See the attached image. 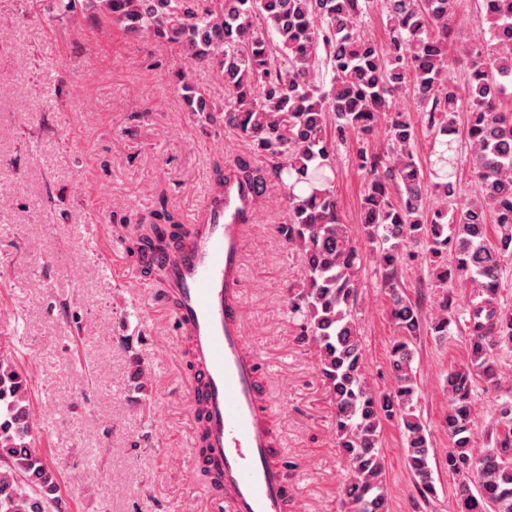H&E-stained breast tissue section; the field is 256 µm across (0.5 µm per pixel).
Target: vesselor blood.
I'll return each mask as SVG.
<instances>
[{
    "label": "vessel or blood",
    "mask_w": 512,
    "mask_h": 512,
    "mask_svg": "<svg viewBox=\"0 0 512 512\" xmlns=\"http://www.w3.org/2000/svg\"><path fill=\"white\" fill-rule=\"evenodd\" d=\"M253 211L248 186L208 182L182 250L155 260L166 268L164 293L195 365L188 408L203 423L195 462L212 473V499L230 502L234 512H288L287 475L243 345L241 255Z\"/></svg>",
    "instance_id": "obj_1"
}]
</instances>
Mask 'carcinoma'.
I'll list each match as a JSON object with an SVG mask.
<instances>
[{
	"mask_svg": "<svg viewBox=\"0 0 512 512\" xmlns=\"http://www.w3.org/2000/svg\"><path fill=\"white\" fill-rule=\"evenodd\" d=\"M380 2L388 39L361 33L360 19ZM57 18L88 15L132 39L180 44L188 63L212 68L224 82V106L185 82L189 110L210 126L234 131L250 154L234 166L214 164L213 179L256 189L268 183L288 199V244L298 248L306 288L289 310L305 321L317 347L335 412L337 447L351 468L343 503L351 512H388L385 464L378 448L384 420H400L405 465L421 493L434 492L430 442L408 413L415 388L412 340L420 332L415 304L401 292L407 244L421 246L435 283L474 288L460 309L446 297L431 332L448 335L463 311L467 362L448 371L444 427L452 447L448 473L457 478L459 512H512V427L497 446L472 450V384L500 383L495 352L512 346V310L499 302L502 263L512 258V0H481L487 26L463 35L449 18L461 0H38ZM332 72L330 84L320 80ZM463 94H458L457 85ZM411 93L434 129L427 163L415 159V130L392 99ZM466 125L459 139V118ZM385 119L389 152L358 155L366 173L361 233L377 253L398 336L390 350L394 386L368 384L353 303L362 262L339 214L334 192L338 146L372 134ZM471 170L477 194L461 198L458 171ZM132 241L143 259L157 242L176 249L184 225L163 208ZM30 383L13 355L0 349V512H53L56 471L32 448Z\"/></svg>",
	"mask_w": 512,
	"mask_h": 512,
	"instance_id": "cac0c4a2",
	"label": "carcinoma"
}]
</instances>
